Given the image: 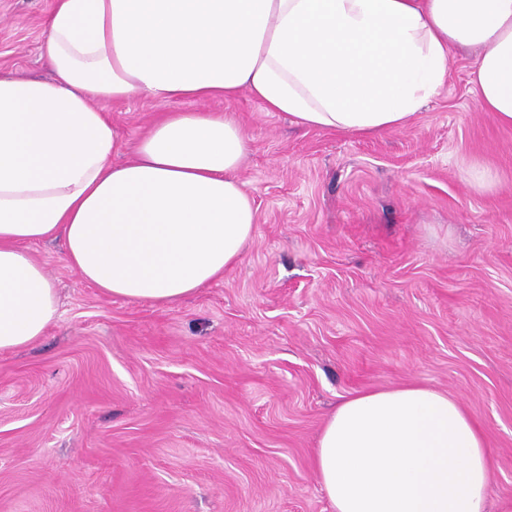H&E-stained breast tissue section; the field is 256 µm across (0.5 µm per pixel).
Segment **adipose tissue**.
Returning <instances> with one entry per match:
<instances>
[{"mask_svg": "<svg viewBox=\"0 0 512 512\" xmlns=\"http://www.w3.org/2000/svg\"><path fill=\"white\" fill-rule=\"evenodd\" d=\"M43 25L53 79L0 75V352L58 317L28 245L60 240L108 296L171 303L253 237L233 113L162 112L125 144L113 103L245 90L296 125L371 135L440 95L464 46L481 109L512 126V0H55ZM313 469L333 512H484L493 475L460 402L415 383L341 401Z\"/></svg>", "mask_w": 512, "mask_h": 512, "instance_id": "adipose-tissue-1", "label": "adipose tissue"}]
</instances>
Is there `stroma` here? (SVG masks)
I'll return each mask as SVG.
<instances>
[{"instance_id":"obj_1","label":"stroma","mask_w":512,"mask_h":512,"mask_svg":"<svg viewBox=\"0 0 512 512\" xmlns=\"http://www.w3.org/2000/svg\"><path fill=\"white\" fill-rule=\"evenodd\" d=\"M54 0H0V74L46 77ZM474 52L407 126L302 129L248 92L257 206L241 260L173 303L111 298L30 245L60 318L0 353V512H330L312 453L336 404L421 383L457 397L512 512V127L481 111ZM161 104L110 107L139 138Z\"/></svg>"}]
</instances>
